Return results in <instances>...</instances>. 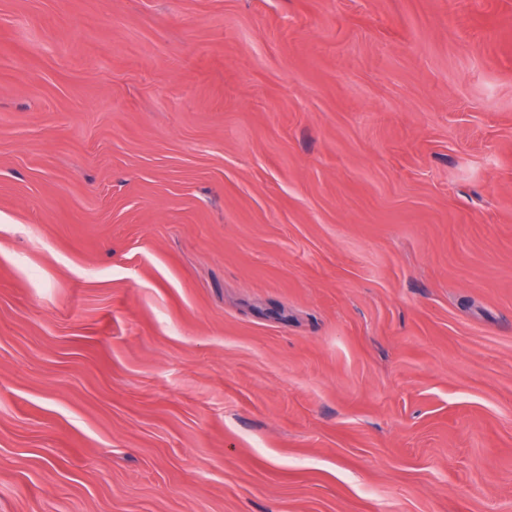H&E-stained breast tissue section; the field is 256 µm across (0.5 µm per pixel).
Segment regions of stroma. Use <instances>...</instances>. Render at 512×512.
Segmentation results:
<instances>
[{
	"label": "stroma",
	"mask_w": 512,
	"mask_h": 512,
	"mask_svg": "<svg viewBox=\"0 0 512 512\" xmlns=\"http://www.w3.org/2000/svg\"><path fill=\"white\" fill-rule=\"evenodd\" d=\"M0 512H512V0H0Z\"/></svg>",
	"instance_id": "1"
}]
</instances>
